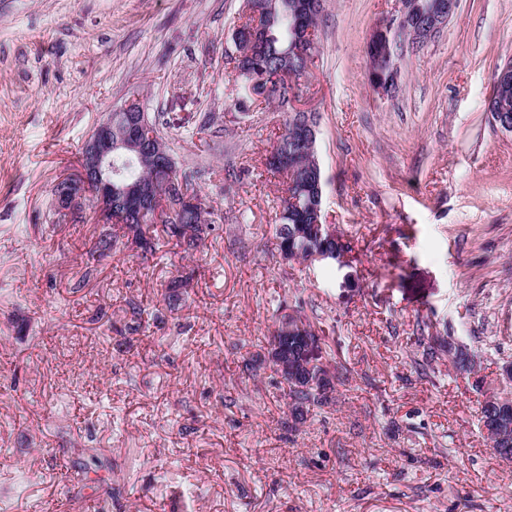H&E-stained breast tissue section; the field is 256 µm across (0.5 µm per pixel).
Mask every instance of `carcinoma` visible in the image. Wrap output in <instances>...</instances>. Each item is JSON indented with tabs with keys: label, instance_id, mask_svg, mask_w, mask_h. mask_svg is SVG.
Returning <instances> with one entry per match:
<instances>
[{
	"label": "carcinoma",
	"instance_id": "carcinoma-1",
	"mask_svg": "<svg viewBox=\"0 0 512 512\" xmlns=\"http://www.w3.org/2000/svg\"><path fill=\"white\" fill-rule=\"evenodd\" d=\"M322 10L321 0H242L243 21L235 29L243 59L238 70L236 105L244 112L273 99L285 105L293 93V82L307 72L312 52L301 44L309 30H316ZM380 50L368 70L369 82H394L398 61L394 42L382 39ZM489 112L512 113V84L493 87L487 104ZM299 113L290 112L281 134L279 148L266 158L267 166L285 177V197L276 225L277 246L286 259L308 260L316 251L340 254L349 246L327 235L312 231L323 223V172L317 157L316 141L306 140L298 122ZM146 121L147 133L159 139L164 154L151 149L120 147L113 155L119 170L114 181L116 199L125 213L119 229L132 235L145 251H153L159 236L178 243L195 244L205 239L212 225L207 223L206 199L193 187L192 177L178 173L170 148L163 141L160 123L146 113L115 109L112 112V139L128 141L130 123ZM270 360L288 386V407L295 420L314 406L329 401L334 390L329 370L321 362L320 338L299 317H288V329L273 336ZM452 356L451 363L461 368L468 361L464 346L451 336L424 349L423 365L429 366L438 352ZM512 402L499 398L482 410V423L496 454L512 448Z\"/></svg>",
	"mask_w": 512,
	"mask_h": 512
}]
</instances>
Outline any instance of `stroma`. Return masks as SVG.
Here are the masks:
<instances>
[{"label":"stroma","mask_w":512,"mask_h":512,"mask_svg":"<svg viewBox=\"0 0 512 512\" xmlns=\"http://www.w3.org/2000/svg\"><path fill=\"white\" fill-rule=\"evenodd\" d=\"M240 4L0 0V512H512L479 423L512 364V134L484 110L512 0H460L389 98L367 45L401 0H324L293 105L317 121L340 264L277 249L284 110L235 104ZM131 100L215 230L93 258L112 226L53 227L52 190ZM294 311L337 376L300 422L268 355ZM437 334L475 373L417 369Z\"/></svg>","instance_id":"1"}]
</instances>
